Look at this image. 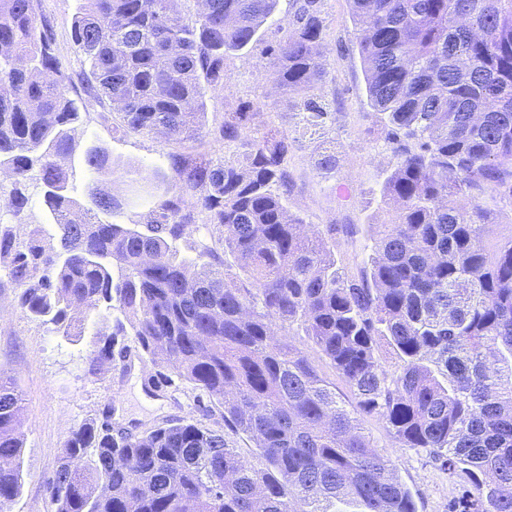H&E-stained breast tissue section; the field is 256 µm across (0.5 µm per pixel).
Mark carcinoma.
<instances>
[{
  "instance_id": "carcinoma-1",
  "label": "carcinoma",
  "mask_w": 512,
  "mask_h": 512,
  "mask_svg": "<svg viewBox=\"0 0 512 512\" xmlns=\"http://www.w3.org/2000/svg\"><path fill=\"white\" fill-rule=\"evenodd\" d=\"M179 0H83L72 39L90 62L85 94L108 98L128 134L183 141L203 132L204 90L252 42L277 0H209L190 25ZM288 35L269 46L278 86L307 121L331 117L310 91L327 76L323 0H294ZM371 105L392 172L381 189L394 220L378 227L370 270L337 265L336 234L290 217L294 139L257 113L229 112L213 138L238 143L220 162L170 157L171 190L146 230L112 214L99 184L108 153L85 159L89 206L71 196L68 126L79 118L35 0H0V168L37 171L60 250L37 231L0 226V261L18 303L66 336L99 327L97 373L133 341L143 356L207 395L224 426L172 419L141 434L89 419L47 481L52 512H416L410 491L365 434L385 423L402 448L467 476L449 512H512V237L494 233L474 193L512 197V0H350ZM210 242L184 258L172 243L197 226ZM233 263L226 262V256ZM284 340L274 341L276 331ZM312 341L347 382L348 406L294 341ZM395 359L386 368L380 346ZM22 399L0 376V512L19 494ZM252 442L249 454L230 436Z\"/></svg>"
}]
</instances>
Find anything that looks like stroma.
Returning a JSON list of instances; mask_svg holds the SVG:
<instances>
[{
    "label": "stroma",
    "mask_w": 512,
    "mask_h": 512,
    "mask_svg": "<svg viewBox=\"0 0 512 512\" xmlns=\"http://www.w3.org/2000/svg\"><path fill=\"white\" fill-rule=\"evenodd\" d=\"M81 0H37L38 17L52 26L54 49L70 80L67 93L79 107L73 124V151L68 166L73 172V198L88 204L89 175L85 157L93 148L107 151L118 163L110 190L115 198L111 220L116 224H144L153 203L169 188L168 156L182 150L219 159L235 152L205 136L182 143L159 134H127L122 118L107 99H90L83 90L89 65L71 38V25ZM325 39L322 43L328 75L313 94L333 106V116L323 134L306 133L298 98L279 91L276 68L267 52L280 40L294 18L291 0H279L274 22L260 28L256 40L232 54L224 67V86L205 96V125L209 130L224 115L243 106L259 117L247 131L249 138L275 126L295 137L289 170L293 188L287 206L313 230L329 224H354L358 233L341 239L336 257L349 271L368 263L378 225L390 223L380 189L391 172V150L384 137L371 131L375 111L367 97L365 72L359 56L358 26L348 0H324ZM335 143V170L319 169L317 161L328 143ZM14 179L0 171V225L12 226L19 237L39 230L47 252L59 250L57 230L43 203L36 181H28L29 205L21 214L8 206ZM7 268L0 263V375L10 377L24 399L20 434L23 442L20 468L22 484L10 512H51L46 482L58 465L70 433L85 420H109L113 430L135 434L170 419H202L204 410L193 392L172 381L148 392L145 383L157 369L138 356L114 361L99 374L87 370L94 324L86 322L80 337L64 336L54 324L28 318L17 303V289L6 287ZM364 426L379 451L387 455L398 479L409 489L417 512H448L460 494L463 478L449 476L423 451L399 447L384 424L373 418Z\"/></svg>",
    "instance_id": "35a3bbf8"
}]
</instances>
